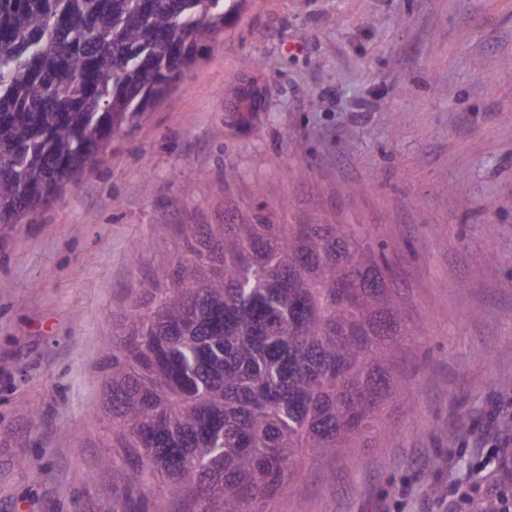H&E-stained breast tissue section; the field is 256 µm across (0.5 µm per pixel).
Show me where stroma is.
Returning a JSON list of instances; mask_svg holds the SVG:
<instances>
[{"label":"stroma","instance_id":"obj_1","mask_svg":"<svg viewBox=\"0 0 512 512\" xmlns=\"http://www.w3.org/2000/svg\"><path fill=\"white\" fill-rule=\"evenodd\" d=\"M106 163L0 236V512L123 484L102 369L188 224H365L420 338L364 447L268 512H452L512 490V0H236Z\"/></svg>","mask_w":512,"mask_h":512}]
</instances>
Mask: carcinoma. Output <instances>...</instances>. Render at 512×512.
<instances>
[{
    "instance_id": "1",
    "label": "carcinoma",
    "mask_w": 512,
    "mask_h": 512,
    "mask_svg": "<svg viewBox=\"0 0 512 512\" xmlns=\"http://www.w3.org/2000/svg\"><path fill=\"white\" fill-rule=\"evenodd\" d=\"M224 0H0V234L169 92ZM103 368L120 499L162 478L192 512H267L307 449L363 447L407 400L403 298L365 224H191Z\"/></svg>"
}]
</instances>
